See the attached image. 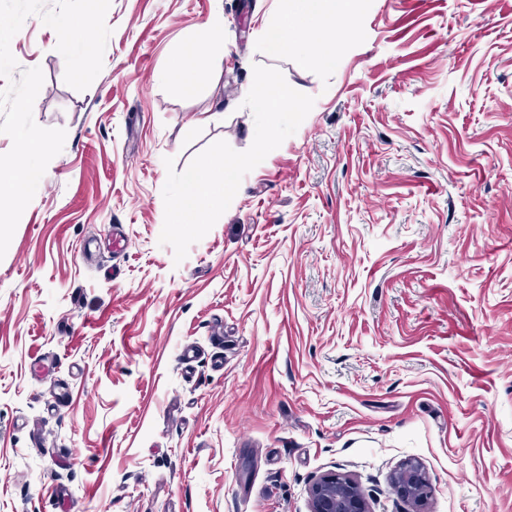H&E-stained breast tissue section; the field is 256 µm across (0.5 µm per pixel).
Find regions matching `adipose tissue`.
<instances>
[{
    "instance_id": "ef3b65f1",
    "label": "adipose tissue",
    "mask_w": 512,
    "mask_h": 512,
    "mask_svg": "<svg viewBox=\"0 0 512 512\" xmlns=\"http://www.w3.org/2000/svg\"><path fill=\"white\" fill-rule=\"evenodd\" d=\"M363 5L364 0H289L285 17L261 33L260 46L266 54L292 58L301 69L333 63L336 55L329 44L346 36L345 21L355 18ZM312 31L317 37L310 42L306 35ZM223 40V24L214 21L206 38L180 47L178 65L165 73V81L193 94L214 68L215 49Z\"/></svg>"
}]
</instances>
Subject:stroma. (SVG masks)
<instances>
[{
  "instance_id": "1",
  "label": "stroma",
  "mask_w": 512,
  "mask_h": 512,
  "mask_svg": "<svg viewBox=\"0 0 512 512\" xmlns=\"http://www.w3.org/2000/svg\"><path fill=\"white\" fill-rule=\"evenodd\" d=\"M287 9L111 0L83 91L39 16L12 38L66 140L0 259V512H311L332 471L370 512H512V0H365L311 69L259 46ZM257 65L315 104L175 262L164 160L251 146ZM224 40L221 20H215L206 38L194 40L180 47L177 67L165 73L163 79L173 83L183 94L192 95L202 80L215 66V49ZM393 487L404 500L420 503L427 494L426 474L417 461H406L393 476Z\"/></svg>"
}]
</instances>
